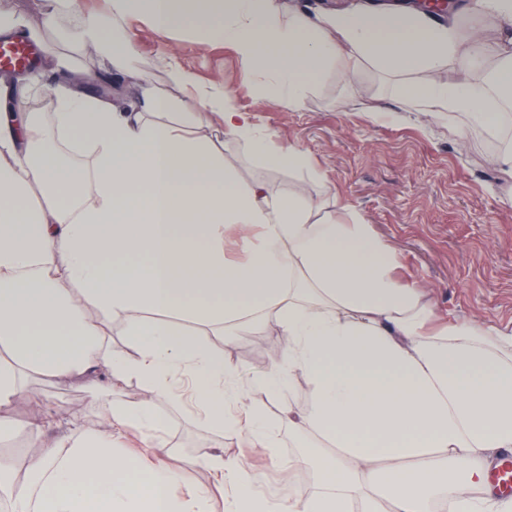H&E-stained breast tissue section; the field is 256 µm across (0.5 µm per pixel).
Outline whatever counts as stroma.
I'll list each match as a JSON object with an SVG mask.
<instances>
[{"label": "stroma", "mask_w": 512, "mask_h": 512, "mask_svg": "<svg viewBox=\"0 0 512 512\" xmlns=\"http://www.w3.org/2000/svg\"><path fill=\"white\" fill-rule=\"evenodd\" d=\"M0 11L22 19L38 55L51 51L73 56L81 74L97 72L112 80L113 102L133 98L142 81L181 97L161 64L165 58L191 74L199 86L223 92L277 144L306 151L324 178L318 184L266 169L244 145L230 140L224 161L241 183L262 180L274 190L294 189L327 197L340 208L358 209L398 253L402 278L422 288L438 313L512 332V205L496 192L507 184L497 163L500 146L486 141L474 126L467 129L466 145H458L447 126L427 113L403 110L404 84L426 82V73L394 76L369 63L354 73L331 68L311 81L302 106L294 108L258 95L235 50L204 41L192 23L164 38L144 19L123 21L139 62L137 78L128 79L117 75L111 58L82 40L87 17L111 18L112 0H83L82 13H62L52 22L42 0H0ZM0 82L12 85L13 96L27 101L29 110L53 112L55 78L33 86L17 71L1 73ZM260 339L254 332L236 335L224 351L226 362L264 371L272 357L260 347ZM40 389L46 399L61 405L60 421L65 424L74 415L95 422L113 398L137 400L146 386L132 380L116 397L102 386L82 382L45 380ZM173 390L177 400L160 403L169 420L164 460L173 469L192 463L195 486L210 490L212 512H224V497L213 490L203 456L218 444L228 459L247 455L248 450L237 430L229 427L218 434L200 423L182 381H174ZM301 444L284 429L276 447L255 458L263 474L257 487L261 495L284 500L318 491L320 483L310 470L298 469V481L288 485L274 464L275 459L295 455Z\"/></svg>", "instance_id": "35a3bbf8"}]
</instances>
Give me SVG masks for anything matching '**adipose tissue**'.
<instances>
[{"instance_id": "ef3b65f1", "label": "adipose tissue", "mask_w": 512, "mask_h": 512, "mask_svg": "<svg viewBox=\"0 0 512 512\" xmlns=\"http://www.w3.org/2000/svg\"><path fill=\"white\" fill-rule=\"evenodd\" d=\"M112 9L163 37L182 18H202L205 37L233 46L245 75L264 74L257 93L295 107L326 69L366 60L394 74L430 73L425 85L404 87L403 102L447 122L458 143L466 141L460 114L512 130V38L482 78L440 75L481 64L482 23L512 30V0H469L464 38L456 21L372 0L341 11L314 0H113ZM84 41L136 75L118 27L89 20ZM168 78L188 97L145 83L120 108L67 84L54 92L51 118L0 108V433L29 439L26 475L0 483V503L8 512H209L208 491L191 487L187 472L121 451L132 438L164 450L155 399L180 376L215 431L236 424L265 449L285 425L316 444L279 469L315 466L320 491L285 503L258 498L260 476L244 462L211 453L214 488L232 491L226 512H512V499L475 494L496 451L512 447V333L438 319L397 276L396 251L360 211L241 184L224 163L228 138L268 169L323 177L305 151L276 144L224 94L197 88L174 66ZM207 114L219 118L224 140L192 135ZM61 148L89 154L91 166H63ZM63 192L71 202L62 207ZM187 320L209 328L211 340L185 329ZM271 323L286 347L262 384L275 394L300 376L309 394L301 412L285 405L275 418L249 402L246 369L228 365L214 342L225 330ZM116 324L128 349L112 346ZM101 370L112 392L135 378L148 396L60 429V408L37 378ZM21 402L35 407L23 423L12 413Z\"/></svg>"}]
</instances>
